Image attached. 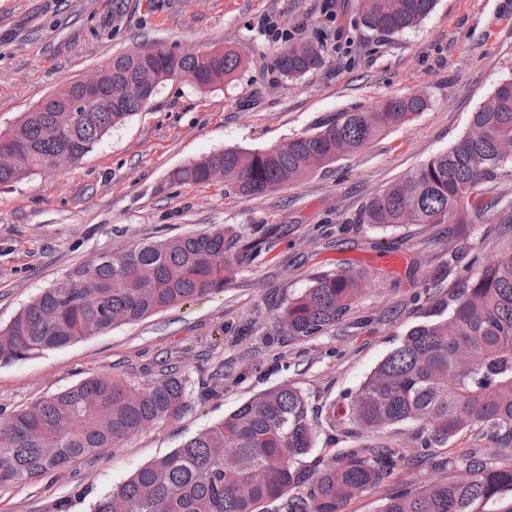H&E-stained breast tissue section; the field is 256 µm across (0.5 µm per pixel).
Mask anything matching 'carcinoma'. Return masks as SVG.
<instances>
[{"label":"carcinoma","instance_id":"cac0c4a2","mask_svg":"<svg viewBox=\"0 0 512 512\" xmlns=\"http://www.w3.org/2000/svg\"><path fill=\"white\" fill-rule=\"evenodd\" d=\"M436 0H358L361 23L393 36L418 25ZM322 63L312 41L290 44L275 58L278 71L298 79ZM241 65L234 51L176 53L137 48L100 66L105 88L80 99L69 82L0 133V150L14 155L0 168V184L50 172L61 152L79 161L113 127L144 108L155 87L181 71L197 84H222ZM149 66L154 87L132 92ZM426 101L417 94L390 98L370 112H338L319 130L284 145L253 152L224 150L173 171L174 181L209 182L224 169V185L261 195L299 183L316 169L358 152L388 130L409 122ZM79 118L59 127L62 112ZM512 168V76L473 113L469 132L443 154L371 198L358 224H446L456 238L488 205L470 202L478 185L494 183ZM500 255L466 272L448 289V316L410 329L381 360L349 403L329 415L331 427L379 433L411 425L420 448L444 445L479 425L501 444L512 442V201L502 205ZM238 235L224 230L140 242L102 254L42 291L0 328V361L29 358L172 305L224 288ZM367 276L341 268L322 272L277 314L291 341L319 336L345 320ZM195 406L188 379L170 368L146 388L96 374L52 393L31 407L0 418V485L25 484L119 446L142 429L180 418ZM316 429L302 393L289 384L270 388L202 430L181 447L139 469L97 499L90 512H342L345 503L391 476L404 458L392 448H346L313 455ZM461 479L441 477L394 491L380 512H489L512 495V468L490 462L487 448L438 462Z\"/></svg>","mask_w":512,"mask_h":512}]
</instances>
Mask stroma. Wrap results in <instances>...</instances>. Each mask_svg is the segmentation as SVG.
Returning <instances> with one entry per match:
<instances>
[{"instance_id": "obj_1", "label": "stroma", "mask_w": 512, "mask_h": 512, "mask_svg": "<svg viewBox=\"0 0 512 512\" xmlns=\"http://www.w3.org/2000/svg\"><path fill=\"white\" fill-rule=\"evenodd\" d=\"M296 41L321 42L323 63L291 79L273 60ZM157 44L177 52L233 50L242 64L210 89L161 84L146 108L78 163L0 186V327L74 268L136 242L221 226L260 247L236 258L223 291L0 363V414L96 373L140 388L159 379L167 361L218 393L93 461L0 488V512H57L82 489L100 496L283 383L312 409L317 452L414 447L411 427L357 437L331 428L328 415L398 338L426 321L433 302L447 298L464 273L449 250L484 262L499 253L497 227L485 220L452 240L444 224L380 229L354 218L373 196L447 151L512 75V0H437L420 24L390 37L361 25L356 0H0V131L105 59ZM412 93L426 98L423 112L300 183L245 196L220 179L196 185L170 178L189 161L284 144L336 113ZM344 266L369 277L346 320L306 341L278 333L276 315L288 299L316 273ZM431 475L428 463L401 464L343 512H379L395 487Z\"/></svg>"}]
</instances>
